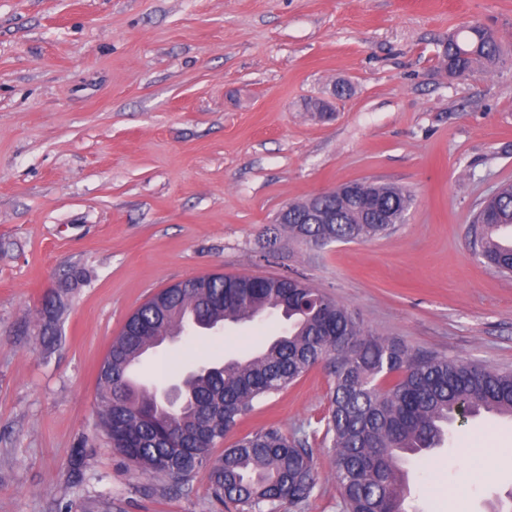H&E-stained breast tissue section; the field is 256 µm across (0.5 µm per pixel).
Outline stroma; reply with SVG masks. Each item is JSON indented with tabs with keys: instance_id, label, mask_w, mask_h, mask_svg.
<instances>
[{
	"instance_id": "obj_1",
	"label": "stroma",
	"mask_w": 512,
	"mask_h": 512,
	"mask_svg": "<svg viewBox=\"0 0 512 512\" xmlns=\"http://www.w3.org/2000/svg\"><path fill=\"white\" fill-rule=\"evenodd\" d=\"M503 48L457 77L440 53L471 21ZM407 189L404 223L314 246L267 231L340 184ZM512 182V0H0V512H235L138 476L97 414V372L127 317L184 278L297 275L377 334L512 368V278L472 244V216ZM63 291L60 343L34 325ZM277 315L148 355L174 381L281 335ZM328 363L262 401L232 445L328 405ZM298 512H341L333 451ZM84 466L74 470L75 458ZM411 512H491L512 494V420L453 424L410 458Z\"/></svg>"
}]
</instances>
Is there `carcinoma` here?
Wrapping results in <instances>:
<instances>
[{
  "instance_id": "1",
  "label": "carcinoma",
  "mask_w": 512,
  "mask_h": 512,
  "mask_svg": "<svg viewBox=\"0 0 512 512\" xmlns=\"http://www.w3.org/2000/svg\"><path fill=\"white\" fill-rule=\"evenodd\" d=\"M501 44L490 28L448 39L443 62L466 76L475 64H494ZM336 200L334 219H302L289 205L290 237L315 245L365 242L403 222L412 194L391 185L353 183ZM475 250L501 275L512 273V244L498 243L512 228V182L482 200L473 215ZM58 296L43 299L38 335L57 339ZM281 312L288 331L253 355L213 364L186 381L188 404L161 411L157 395L126 379L130 366L162 336H178L189 322L253 321ZM332 368L323 439L334 454L343 512H407L401 503L407 456L440 447L456 420L501 411L512 418V370L467 360L420 355L365 327L358 316L303 279L210 273L161 289L126 320L98 371L100 426L112 447L142 476L162 475L183 486L209 472L212 498L239 512H289L318 482L306 437L276 425L246 435L218 456L213 449L255 404L297 383L317 363Z\"/></svg>"
}]
</instances>
